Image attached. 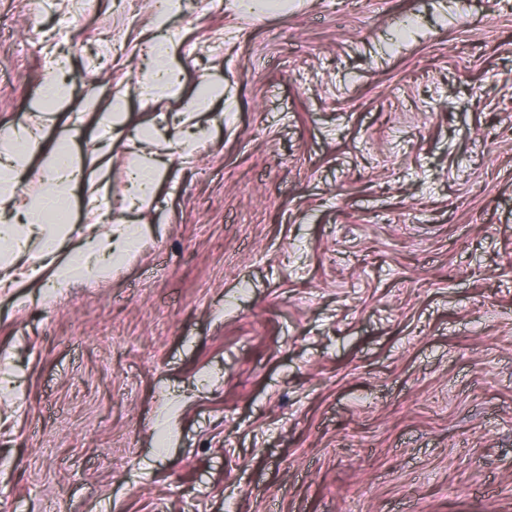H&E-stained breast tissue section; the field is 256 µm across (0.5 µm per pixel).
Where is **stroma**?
Segmentation results:
<instances>
[{
    "label": "stroma",
    "instance_id": "obj_1",
    "mask_svg": "<svg viewBox=\"0 0 512 512\" xmlns=\"http://www.w3.org/2000/svg\"><path fill=\"white\" fill-rule=\"evenodd\" d=\"M220 83L151 210L141 96ZM126 93L112 279L0 290V512H512V0H0V127ZM158 64L156 72L151 76L147 91H159L162 97L178 98L180 90L177 88V77L167 60L169 48L166 43H159L156 47ZM134 163L129 168L131 204L139 211L150 209L156 196L158 185L167 177L168 168L161 167L154 158Z\"/></svg>",
    "mask_w": 512,
    "mask_h": 512
}]
</instances>
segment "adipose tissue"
Masks as SVG:
<instances>
[{"instance_id": "ef3b65f1", "label": "adipose tissue", "mask_w": 512, "mask_h": 512, "mask_svg": "<svg viewBox=\"0 0 512 512\" xmlns=\"http://www.w3.org/2000/svg\"><path fill=\"white\" fill-rule=\"evenodd\" d=\"M81 132L80 126H73L69 138L50 150L42 143L40 128L20 125L0 132V204H11L30 180L40 184L38 193L25 200L20 219L0 223V288L12 287L22 277L44 281L58 293L80 281L109 278L146 238V230L139 225L102 230L107 212L99 202L107 195L111 160L108 151L97 147L87 156L74 155L69 139ZM37 154L42 165L36 169L32 159ZM167 175V169L151 158L131 165L132 206L151 208L156 189ZM78 186L88 196L85 226L78 250L61 261L57 254L72 232L62 217Z\"/></svg>"}]
</instances>
